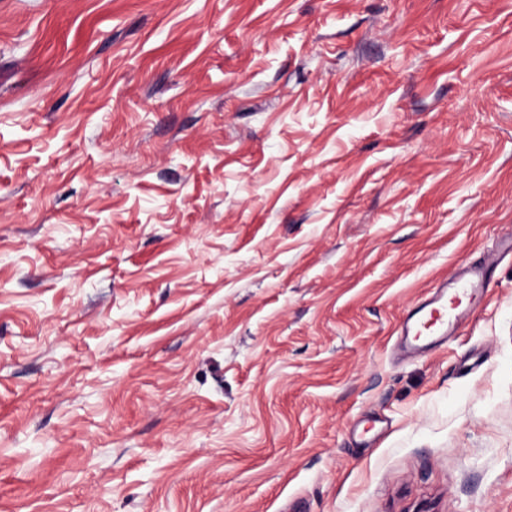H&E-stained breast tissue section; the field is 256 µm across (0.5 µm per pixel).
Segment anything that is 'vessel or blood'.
Returning a JSON list of instances; mask_svg holds the SVG:
<instances>
[{
    "label": "vessel or blood",
    "instance_id": "1",
    "mask_svg": "<svg viewBox=\"0 0 512 512\" xmlns=\"http://www.w3.org/2000/svg\"><path fill=\"white\" fill-rule=\"evenodd\" d=\"M493 265L480 264L464 268L452 275L411 311L403 321L400 334L411 348L429 346L451 335L470 315V308L452 306L454 298H474L483 295L489 286Z\"/></svg>",
    "mask_w": 512,
    "mask_h": 512
}]
</instances>
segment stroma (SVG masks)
Listing matches in <instances>:
<instances>
[{"mask_svg": "<svg viewBox=\"0 0 512 512\" xmlns=\"http://www.w3.org/2000/svg\"><path fill=\"white\" fill-rule=\"evenodd\" d=\"M512 0H0V512H512ZM495 268L496 265L480 264L460 269L452 275L444 282L443 287L430 294L403 321L400 336H404L406 344L413 349H419L451 335L471 313L469 307L460 308V295L470 299L483 295ZM453 298L460 300V303L450 308L448 302ZM426 329L429 334H423ZM421 336L424 337L418 343Z\"/></svg>", "mask_w": 512, "mask_h": 512, "instance_id": "1", "label": "stroma"}]
</instances>
